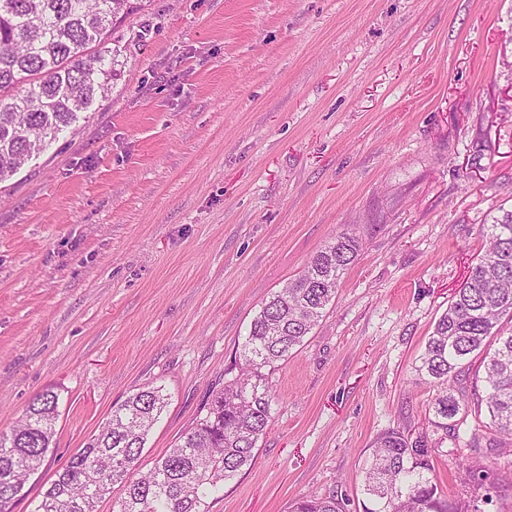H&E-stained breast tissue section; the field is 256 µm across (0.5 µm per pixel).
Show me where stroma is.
Returning a JSON list of instances; mask_svg holds the SVG:
<instances>
[{
	"instance_id": "35a3bbf8",
	"label": "stroma",
	"mask_w": 512,
	"mask_h": 512,
	"mask_svg": "<svg viewBox=\"0 0 512 512\" xmlns=\"http://www.w3.org/2000/svg\"><path fill=\"white\" fill-rule=\"evenodd\" d=\"M121 71L0 183V429L59 418L14 512L143 387L167 407L144 467L240 366L262 303L334 234L362 250L270 371L272 426L210 512H363L390 429L441 440L448 499L512 512V468L435 429L412 381L438 317L512 210V0H144ZM343 508L342 501L332 493L328 496H304L289 507V512H343Z\"/></svg>"
}]
</instances>
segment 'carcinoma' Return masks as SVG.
Segmentation results:
<instances>
[{
  "instance_id": "carcinoma-1",
  "label": "carcinoma",
  "mask_w": 512,
  "mask_h": 512,
  "mask_svg": "<svg viewBox=\"0 0 512 512\" xmlns=\"http://www.w3.org/2000/svg\"><path fill=\"white\" fill-rule=\"evenodd\" d=\"M131 0H0V181L43 151L118 76L108 48ZM489 246L439 317L415 366L417 381L437 389L434 426L455 430L473 415L468 447H512V210L483 228ZM360 241L337 233L295 279L253 318L241 344L239 374L211 394L205 414L142 473L139 459L167 402L142 388L55 473L34 512H97L123 485L117 512H209L224 482L252 465L272 421L268 374L301 347L336 298ZM480 358L484 397L475 408L455 396L463 361ZM59 396L37 393L9 431L0 430V512H13L23 487L43 465L54 440ZM428 436L400 430L379 436L364 468V512H468L442 495ZM289 512H343L342 501L308 495Z\"/></svg>"
}]
</instances>
